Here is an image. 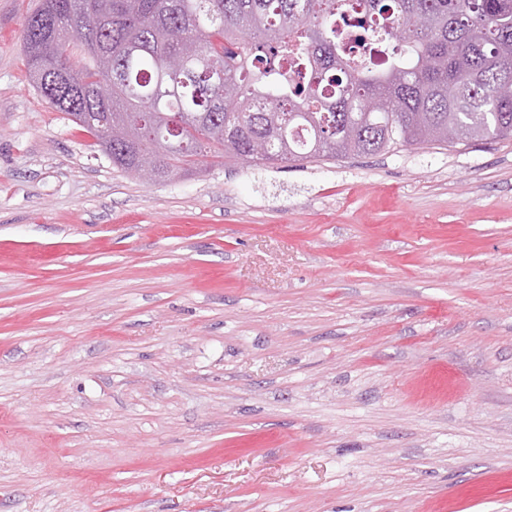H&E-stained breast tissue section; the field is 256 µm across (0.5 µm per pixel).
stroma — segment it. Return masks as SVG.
<instances>
[{
	"mask_svg": "<svg viewBox=\"0 0 512 512\" xmlns=\"http://www.w3.org/2000/svg\"><path fill=\"white\" fill-rule=\"evenodd\" d=\"M0 0V512H512V138L147 184Z\"/></svg>",
	"mask_w": 512,
	"mask_h": 512,
	"instance_id": "35a3bbf8",
	"label": "stroma"
}]
</instances>
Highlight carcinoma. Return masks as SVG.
<instances>
[{
  "instance_id": "obj_1",
  "label": "carcinoma",
  "mask_w": 512,
  "mask_h": 512,
  "mask_svg": "<svg viewBox=\"0 0 512 512\" xmlns=\"http://www.w3.org/2000/svg\"><path fill=\"white\" fill-rule=\"evenodd\" d=\"M23 44L129 175L128 135L170 176L512 137V0H41Z\"/></svg>"
}]
</instances>
